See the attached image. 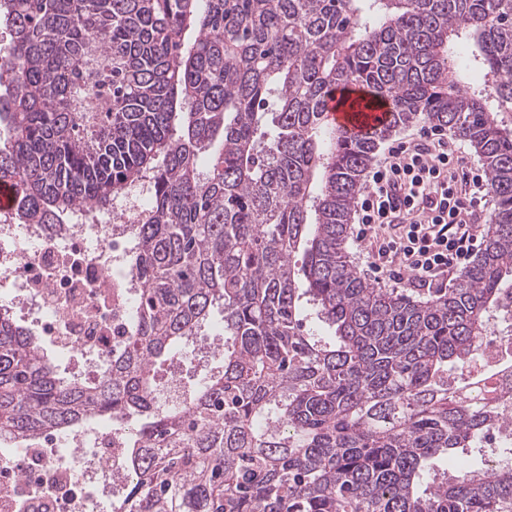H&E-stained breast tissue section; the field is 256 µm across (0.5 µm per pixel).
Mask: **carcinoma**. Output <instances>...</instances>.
<instances>
[{"label":"carcinoma","instance_id":"cac0c4a2","mask_svg":"<svg viewBox=\"0 0 512 512\" xmlns=\"http://www.w3.org/2000/svg\"><path fill=\"white\" fill-rule=\"evenodd\" d=\"M0 183L14 220L65 224L148 181L126 348L62 376L0 311V441L25 449L117 423L127 484L112 512H512V365L482 368L512 305V0H0ZM496 80L461 86L458 47ZM349 85L391 101L368 137L327 120ZM445 129L493 199L450 288H376L347 250L380 141ZM222 308L220 365L173 402L156 365ZM313 317L324 329H305ZM452 471L432 478L429 461Z\"/></svg>","mask_w":512,"mask_h":512}]
</instances>
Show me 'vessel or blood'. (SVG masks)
<instances>
[{
  "instance_id": "vessel-or-blood-1",
  "label": "vessel or blood",
  "mask_w": 512,
  "mask_h": 512,
  "mask_svg": "<svg viewBox=\"0 0 512 512\" xmlns=\"http://www.w3.org/2000/svg\"><path fill=\"white\" fill-rule=\"evenodd\" d=\"M327 118L338 129L364 136L382 129L390 120V105L355 86L334 92L327 100Z\"/></svg>"
}]
</instances>
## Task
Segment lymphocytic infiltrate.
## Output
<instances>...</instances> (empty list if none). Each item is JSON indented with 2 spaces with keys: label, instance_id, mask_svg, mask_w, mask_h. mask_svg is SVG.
I'll list each match as a JSON object with an SVG mask.
<instances>
[{
  "label": "lymphocytic infiltrate",
  "instance_id": "obj_1",
  "mask_svg": "<svg viewBox=\"0 0 512 512\" xmlns=\"http://www.w3.org/2000/svg\"><path fill=\"white\" fill-rule=\"evenodd\" d=\"M487 208L485 172L434 129L385 147L356 206V238L375 278L444 288L475 254Z\"/></svg>",
  "mask_w": 512,
  "mask_h": 512
}]
</instances>
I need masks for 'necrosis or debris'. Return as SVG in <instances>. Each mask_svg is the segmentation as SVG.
Listing matches in <instances>:
<instances>
[{"mask_svg": "<svg viewBox=\"0 0 512 512\" xmlns=\"http://www.w3.org/2000/svg\"><path fill=\"white\" fill-rule=\"evenodd\" d=\"M145 208V194L134 191L103 219L86 215L52 230L0 220V296L83 359L87 376H96L102 353L124 343L128 302L116 291L135 283L128 230ZM120 452L109 429L49 434L0 464V512H99L105 493L125 482Z\"/></svg>", "mask_w": 512, "mask_h": 512, "instance_id": "1", "label": "necrosis or debris"}]
</instances>
